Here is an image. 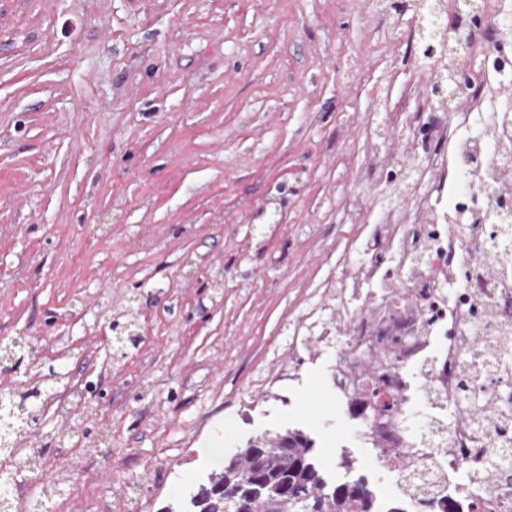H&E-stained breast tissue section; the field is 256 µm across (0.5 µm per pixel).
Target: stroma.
I'll list each match as a JSON object with an SVG mask.
<instances>
[{
	"label": "stroma",
	"instance_id": "obj_1",
	"mask_svg": "<svg viewBox=\"0 0 512 512\" xmlns=\"http://www.w3.org/2000/svg\"><path fill=\"white\" fill-rule=\"evenodd\" d=\"M417 3L0 0V400L28 436L0 443L9 512H159L219 435L371 456L336 399L344 337L294 330L339 321L321 282L358 278L352 242L435 178L396 118L447 110ZM472 82L487 106L460 96L453 124L478 137L512 85Z\"/></svg>",
	"mask_w": 512,
	"mask_h": 512
}]
</instances>
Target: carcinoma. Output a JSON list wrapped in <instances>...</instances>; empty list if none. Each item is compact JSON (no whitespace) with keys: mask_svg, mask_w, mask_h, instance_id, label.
<instances>
[{"mask_svg":"<svg viewBox=\"0 0 512 512\" xmlns=\"http://www.w3.org/2000/svg\"><path fill=\"white\" fill-rule=\"evenodd\" d=\"M245 483L254 491L240 512H372L365 485L326 477L314 441L298 428L248 440L190 494L187 512H222Z\"/></svg>","mask_w":512,"mask_h":512,"instance_id":"obj_1","label":"carcinoma"}]
</instances>
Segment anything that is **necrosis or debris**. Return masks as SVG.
<instances>
[{"mask_svg": "<svg viewBox=\"0 0 512 512\" xmlns=\"http://www.w3.org/2000/svg\"><path fill=\"white\" fill-rule=\"evenodd\" d=\"M446 139L450 152L434 151ZM418 141L437 178L416 203L417 223L376 225L362 271L390 292L364 313L357 285L342 284L344 315L320 330L347 337L336 397L355 438L373 449L362 461L340 457L336 468L366 484L375 512H512V479L484 477L492 457L512 471V211L491 205L512 169V115L484 138H450L430 119ZM464 178L478 192L458 189ZM467 367L482 398L476 412L459 395ZM385 474L395 495L378 487Z\"/></svg>", "mask_w": 512, "mask_h": 512, "instance_id": "obj_1", "label": "necrosis or debris"}]
</instances>
